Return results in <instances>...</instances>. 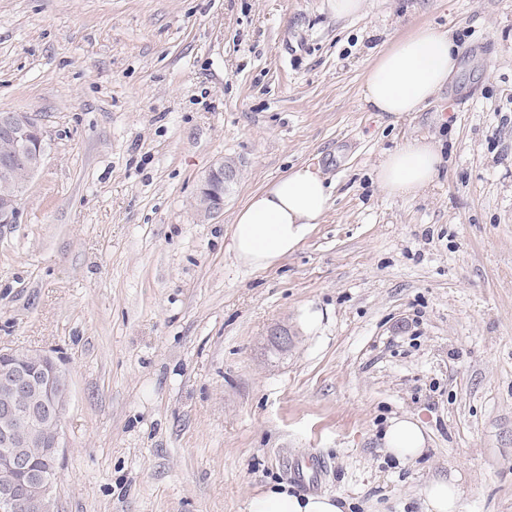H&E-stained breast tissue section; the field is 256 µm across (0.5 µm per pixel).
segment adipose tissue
Here are the masks:
<instances>
[{"label": "adipose tissue", "mask_w": 512, "mask_h": 512, "mask_svg": "<svg viewBox=\"0 0 512 512\" xmlns=\"http://www.w3.org/2000/svg\"><path fill=\"white\" fill-rule=\"evenodd\" d=\"M461 49L448 29L423 24L395 39L365 72L363 102L373 112L403 115L426 107L455 72ZM440 154L426 137L405 141L383 155L376 169L380 188L412 199L439 178ZM331 191L319 170L300 165L253 192L237 212L227 246L235 259L253 269L275 266L322 223ZM417 420L392 418L384 435L387 454L413 463L426 451ZM464 490L460 473L435 479L421 490L422 512H460ZM347 503L331 494L290 492L287 484L269 485L252 496L246 512H346Z\"/></svg>", "instance_id": "obj_1"}]
</instances>
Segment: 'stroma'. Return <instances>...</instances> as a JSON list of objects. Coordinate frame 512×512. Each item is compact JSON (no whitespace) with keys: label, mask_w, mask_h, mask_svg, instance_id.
<instances>
[{"label":"stroma","mask_w":512,"mask_h":512,"mask_svg":"<svg viewBox=\"0 0 512 512\" xmlns=\"http://www.w3.org/2000/svg\"><path fill=\"white\" fill-rule=\"evenodd\" d=\"M427 23L462 49L445 88L366 110L367 67ZM0 112L45 130L0 226V348L69 372L58 512H245L272 482L420 512L453 470L462 512H512V0H0ZM419 136L438 182L387 195L380 157ZM303 164L323 222L237 262V211ZM402 414L428 440L407 465L382 452ZM237 171L230 162L222 161L208 174L198 199V210L205 216H215L224 208V193L236 179Z\"/></svg>","instance_id":"35a3bbf8"}]
</instances>
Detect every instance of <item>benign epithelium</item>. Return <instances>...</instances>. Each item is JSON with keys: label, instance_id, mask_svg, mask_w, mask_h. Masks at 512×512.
Segmentation results:
<instances>
[{"label": "benign epithelium", "instance_id": "1", "mask_svg": "<svg viewBox=\"0 0 512 512\" xmlns=\"http://www.w3.org/2000/svg\"><path fill=\"white\" fill-rule=\"evenodd\" d=\"M0 224L20 216L19 181L28 180L44 159V131L29 112L0 113ZM230 162L208 174L198 210L215 216L224 208V193L236 179ZM68 373L40 351L0 349V512H55V483L62 444V413ZM45 449V465L20 484L13 473L30 470L26 449Z\"/></svg>", "mask_w": 512, "mask_h": 512}]
</instances>
